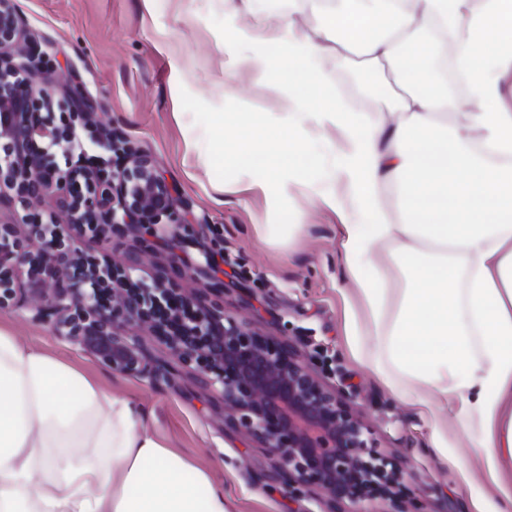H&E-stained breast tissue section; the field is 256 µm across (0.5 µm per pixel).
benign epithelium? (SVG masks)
Here are the masks:
<instances>
[{
  "mask_svg": "<svg viewBox=\"0 0 512 512\" xmlns=\"http://www.w3.org/2000/svg\"><path fill=\"white\" fill-rule=\"evenodd\" d=\"M0 0V113L10 116L0 132L8 139L0 156V204L21 200H54L58 215L46 226L29 221L28 241L17 225H0V306L25 292L39 317H55L59 336L75 339L96 331L112 337V352L100 354L112 370L151 381L163 375L144 350L137 329L147 326L176 364L195 365L197 373L219 385L224 397V424L261 443L279 461L276 479L301 497L314 490L334 502L348 501L353 512H364L359 487L383 482L384 495L394 512H427L426 503L413 497L403 501L395 488L402 474L372 449L367 428L347 402L319 379L316 370L299 361L288 343L261 336L248 324L224 315L217 305L201 298L211 291L202 283L190 294L160 277L153 285L130 281L139 254L104 263L83 258L75 243L106 233L134 234L144 252L156 249L167 227L190 233L168 186L150 159L132 155L125 142L107 128L99 129L107 158L80 153L66 168L52 155L36 151L35 141L68 145L76 139L72 121L59 124L37 113L59 110L89 120L81 93L68 84L39 87L33 77L46 65L36 46L21 45L23 20ZM47 231L41 233L40 227ZM193 262L185 252L171 251L170 268L211 278V255ZM75 257L72 277H61V260Z\"/></svg>",
  "mask_w": 512,
  "mask_h": 512,
  "instance_id": "1",
  "label": "benign epithelium"
}]
</instances>
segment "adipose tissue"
<instances>
[{"instance_id":"ef3b65f1","label":"adipose tissue","mask_w":512,"mask_h":512,"mask_svg":"<svg viewBox=\"0 0 512 512\" xmlns=\"http://www.w3.org/2000/svg\"><path fill=\"white\" fill-rule=\"evenodd\" d=\"M395 26L402 47L377 34ZM277 112H214L203 165L250 171L281 193L315 192L347 218L343 265L353 358L369 364L459 462L471 512H512V0H359L298 35L282 15ZM360 51L390 66L399 93L365 113L330 64ZM464 79L449 100L441 66ZM471 108L453 125L449 108ZM333 128L327 164L309 170L308 124ZM398 192L389 209L384 187ZM0 512H230L223 487L172 449L142 405L0 324Z\"/></svg>"}]
</instances>
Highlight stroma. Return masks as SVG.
I'll return each instance as SVG.
<instances>
[{"label": "stroma", "mask_w": 512, "mask_h": 512, "mask_svg": "<svg viewBox=\"0 0 512 512\" xmlns=\"http://www.w3.org/2000/svg\"><path fill=\"white\" fill-rule=\"evenodd\" d=\"M24 20V43L38 45L49 65L42 80L64 76L92 104L96 123L112 128L147 154L163 174L180 212L197 227L186 247L192 257L211 247L224 257L223 293L213 300L227 315L262 335L288 341L297 357L320 365V379L370 429L376 451L402 472L400 494L422 497L429 512H465L458 493L457 460L472 456L468 444L449 449L440 463L429 447V430L390 385L356 364L345 344L344 302L349 290L342 255L343 217L296 192L269 195L249 174L199 165L211 146V113L232 108L224 97L230 58L243 57L233 90L277 111L272 90L260 88L273 69L263 56L224 41L239 24L263 25L272 34L280 13H225L222 0H13ZM345 96L364 112L392 97L381 69L346 56L333 67ZM261 224H299L291 241L263 242ZM0 322L20 339L47 345L59 358L111 387L113 393L152 412L159 432L187 455L211 467L212 479L230 498L231 512H330L328 496L297 498L271 480L276 459L256 441L227 428L219 391L178 366L171 379L149 381L103 366L87 346L54 335L35 319L26 298L0 307Z\"/></svg>", "instance_id": "1"}]
</instances>
